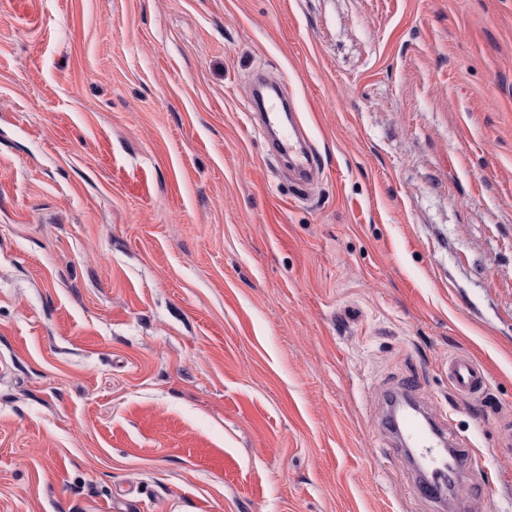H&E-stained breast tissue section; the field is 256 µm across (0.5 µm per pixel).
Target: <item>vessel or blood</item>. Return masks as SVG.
<instances>
[{
  "label": "vessel or blood",
  "instance_id": "vessel-or-blood-1",
  "mask_svg": "<svg viewBox=\"0 0 512 512\" xmlns=\"http://www.w3.org/2000/svg\"><path fill=\"white\" fill-rule=\"evenodd\" d=\"M284 102L275 96L263 102L258 120L263 128L275 135V146L293 158L294 170L303 185H312L318 171L315 151L305 143V131L299 122L284 123ZM448 378L458 393L475 395L480 393L487 375L470 356L460 355L449 359ZM401 437L406 446L412 448L427 470L433 472L430 482L419 485L417 493L425 499L441 495L443 488L456 484L464 472L478 467L481 457L465 458L448 453L447 438L441 427L422 421L419 415H405L400 423Z\"/></svg>",
  "mask_w": 512,
  "mask_h": 512
}]
</instances>
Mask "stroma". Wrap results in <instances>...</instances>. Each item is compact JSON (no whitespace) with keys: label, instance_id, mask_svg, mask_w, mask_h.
Listing matches in <instances>:
<instances>
[{"label":"stroma","instance_id":"1","mask_svg":"<svg viewBox=\"0 0 512 512\" xmlns=\"http://www.w3.org/2000/svg\"><path fill=\"white\" fill-rule=\"evenodd\" d=\"M404 392L512 512V0H0V512H441ZM262 108L258 120L263 128L275 134V146L278 150L293 157L294 170L304 186L314 183L318 171L315 151L306 145L305 131L299 122L288 125L283 121L285 106L278 93L266 102L262 97ZM304 143V145H303ZM448 379L458 393L477 395L483 389L487 375L470 356L460 355L448 359Z\"/></svg>","mask_w":512,"mask_h":512}]
</instances>
